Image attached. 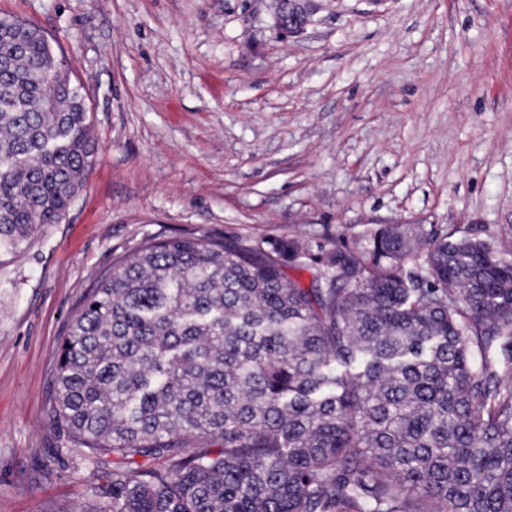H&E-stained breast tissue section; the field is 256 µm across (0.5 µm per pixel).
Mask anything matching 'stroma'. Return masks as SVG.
Masks as SVG:
<instances>
[{"label":"stroma","mask_w":512,"mask_h":512,"mask_svg":"<svg viewBox=\"0 0 512 512\" xmlns=\"http://www.w3.org/2000/svg\"><path fill=\"white\" fill-rule=\"evenodd\" d=\"M0 0L39 28L96 152L61 223L0 254V512H112L53 420L58 342L147 239L367 251L391 224L512 249V0ZM297 7L288 12V15L281 9L279 0L276 2L275 19L279 33L285 39L293 38L303 31L309 23L312 14L314 0H291Z\"/></svg>","instance_id":"35a3bbf8"}]
</instances>
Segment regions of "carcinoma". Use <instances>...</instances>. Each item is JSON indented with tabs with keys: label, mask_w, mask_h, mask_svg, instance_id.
Returning a JSON list of instances; mask_svg holds the SVG:
<instances>
[{
	"label": "carcinoma",
	"mask_w": 512,
	"mask_h": 512,
	"mask_svg": "<svg viewBox=\"0 0 512 512\" xmlns=\"http://www.w3.org/2000/svg\"><path fill=\"white\" fill-rule=\"evenodd\" d=\"M0 57V252L20 255L95 147L39 29L0 17ZM419 237L172 236L117 261L68 324L52 406L112 458V512H512V251Z\"/></svg>",
	"instance_id": "cac0c4a2"
}]
</instances>
